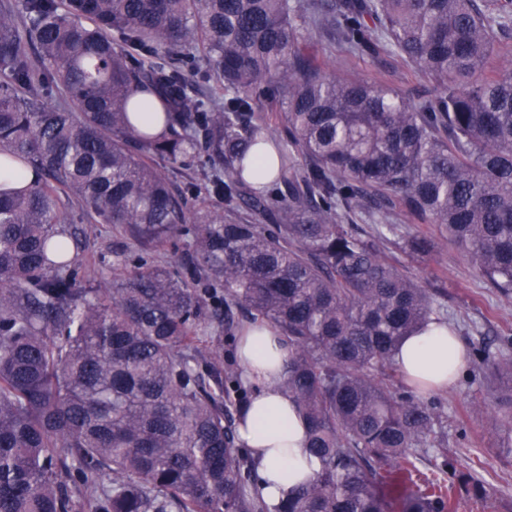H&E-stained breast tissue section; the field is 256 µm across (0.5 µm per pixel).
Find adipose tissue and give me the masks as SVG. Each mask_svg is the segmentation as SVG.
Segmentation results:
<instances>
[{"label": "adipose tissue", "instance_id": "adipose-tissue-1", "mask_svg": "<svg viewBox=\"0 0 512 512\" xmlns=\"http://www.w3.org/2000/svg\"><path fill=\"white\" fill-rule=\"evenodd\" d=\"M243 380L253 393L236 423L237 442L256 465L257 492L276 504L312 479L321 468L306 449V429L294 403L282 389L288 350L267 324L244 331L237 345ZM394 360L409 378L430 390L450 388L466 366V346L447 327L436 324L405 337Z\"/></svg>", "mask_w": 512, "mask_h": 512}]
</instances>
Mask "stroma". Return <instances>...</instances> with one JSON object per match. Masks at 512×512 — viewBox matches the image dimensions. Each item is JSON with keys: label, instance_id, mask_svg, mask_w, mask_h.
<instances>
[{"label": "stroma", "instance_id": "stroma-1", "mask_svg": "<svg viewBox=\"0 0 512 512\" xmlns=\"http://www.w3.org/2000/svg\"><path fill=\"white\" fill-rule=\"evenodd\" d=\"M305 52L330 74H364L409 94L432 88L428 78L405 66L386 48L374 55L354 52L324 32L313 37ZM65 215L83 223L86 229L88 277L111 279L118 257L131 254V241L114 225L84 218L78 202H70ZM393 221L402 231L420 230L434 241V251L421 260L406 256L390 243L385 250L415 281L435 290L449 325L466 347L485 345L493 353L504 351L512 356V347L501 346L503 339L512 338V297L490 288L461 250L442 238L435 225H419L402 212L395 213ZM436 399L445 416L444 447L457 458L463 473H477L493 499V512H512V456L501 446L507 427L512 425V408L488 390L483 372L470 364Z\"/></svg>", "mask_w": 512, "mask_h": 512}]
</instances>
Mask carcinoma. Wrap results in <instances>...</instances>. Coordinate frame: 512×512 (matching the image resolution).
I'll list each match as a JSON object with an SVG mask.
<instances>
[{
  "label": "carcinoma",
  "instance_id": "carcinoma-1",
  "mask_svg": "<svg viewBox=\"0 0 512 512\" xmlns=\"http://www.w3.org/2000/svg\"><path fill=\"white\" fill-rule=\"evenodd\" d=\"M313 20L357 52L381 33L434 91L325 73L301 50ZM511 36L512 0H0V167L35 172L0 190V512H79L81 494L92 512H455L457 460L425 458L440 406L394 361L440 309L382 236L396 209L434 224L512 294V61L495 64ZM157 159L201 180L174 188ZM202 193L222 208L189 214ZM70 198L143 254L190 240L188 277L141 257L88 279ZM205 321L231 339L264 322L288 346L282 388L321 469L275 507ZM487 379L512 384V359Z\"/></svg>",
  "mask_w": 512,
  "mask_h": 512
}]
</instances>
